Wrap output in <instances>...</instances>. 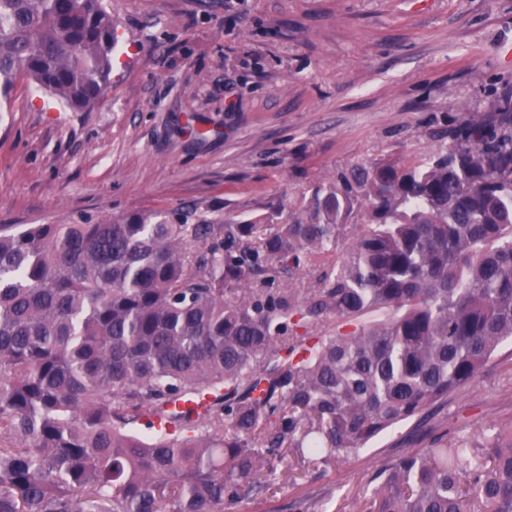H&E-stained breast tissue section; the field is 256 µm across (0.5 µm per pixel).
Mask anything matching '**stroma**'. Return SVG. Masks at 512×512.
Here are the masks:
<instances>
[{
    "mask_svg": "<svg viewBox=\"0 0 512 512\" xmlns=\"http://www.w3.org/2000/svg\"><path fill=\"white\" fill-rule=\"evenodd\" d=\"M121 65L88 112L30 80L0 103V224L154 212L220 224L308 215L314 188L408 165L448 122L512 113V0H103ZM512 420V342L441 412L452 435ZM383 436L319 473L275 474L226 512H365Z\"/></svg>",
    "mask_w": 512,
    "mask_h": 512,
    "instance_id": "stroma-1",
    "label": "stroma"
}]
</instances>
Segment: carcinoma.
<instances>
[{"label":"carcinoma","mask_w":512,"mask_h":512,"mask_svg":"<svg viewBox=\"0 0 512 512\" xmlns=\"http://www.w3.org/2000/svg\"><path fill=\"white\" fill-rule=\"evenodd\" d=\"M115 48L102 0H0V97L27 78L87 112ZM448 136L268 228L1 224L0 512H224L284 449L317 468L407 423L429 444L380 465L368 512H512V425L431 437L512 339V118Z\"/></svg>","instance_id":"carcinoma-1"}]
</instances>
